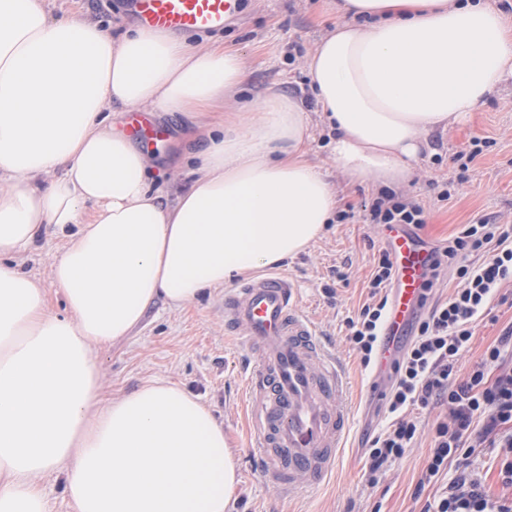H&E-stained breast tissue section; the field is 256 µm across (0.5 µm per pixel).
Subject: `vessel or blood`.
<instances>
[{"label":"vessel or blood","instance_id":"b4317fda","mask_svg":"<svg viewBox=\"0 0 512 512\" xmlns=\"http://www.w3.org/2000/svg\"><path fill=\"white\" fill-rule=\"evenodd\" d=\"M143 27L179 33L218 32L240 12L239 0H130ZM143 142L164 139L166 130L146 113L127 124ZM398 271V286L370 391L381 395L398 356V338L419 308L429 264L426 251L400 225L385 231ZM295 282L276 272L239 281L224 294V325L243 336L258 360L248 381V426L265 476L281 492L320 485L335 469L348 427V380L343 364L320 340L297 307Z\"/></svg>","mask_w":512,"mask_h":512}]
</instances>
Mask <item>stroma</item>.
Returning <instances> with one entry per match:
<instances>
[{
  "label": "stroma",
  "instance_id": "obj_1",
  "mask_svg": "<svg viewBox=\"0 0 512 512\" xmlns=\"http://www.w3.org/2000/svg\"><path fill=\"white\" fill-rule=\"evenodd\" d=\"M51 16L74 14L101 23L112 35L135 21L125 0H45ZM336 21L333 0H242L238 18L224 31L193 33L190 44L221 43L245 59L248 79L244 96L257 98L274 91L311 98L304 67L308 51ZM488 139L489 147L471 164L465 181H458L453 157L471 148L472 138ZM432 152L420 164L403 191L427 210L419 235L426 245L445 242L460 225L480 218H512V78L472 113L467 123L433 135ZM450 189V200L437 194ZM343 204L354 208L353 219L326 225L322 236L304 252L276 265V272L299 286L298 308L316 324L321 337L347 366L350 392L349 430L340 464L323 485L292 497L280 492L262 473L246 432V386L255 363L242 337L224 330V291H205L199 301L174 309L159 300L125 338L98 351L103 397L138 390L153 380L181 384L197 395L223 425L229 448L239 464V484L229 512H424L460 474L478 480L494 500L512 497V485L501 475L500 449L478 448L470 456L450 459L447 469L425 481L432 428L444 409L417 412L419 432L412 448L369 483L365 446L382 423L376 416L378 398L370 395L368 372L346 340L347 320L368 298L366 288L374 252L382 247L384 228L368 223L365 205L376 193L365 186L339 185ZM63 245L55 227H47L24 264L47 287L52 312L65 310L63 295L52 286L49 266ZM512 325V284L500 288L490 303V315L476 322L474 336L459 361L466 377L485 350Z\"/></svg>",
  "mask_w": 512,
  "mask_h": 512
}]
</instances>
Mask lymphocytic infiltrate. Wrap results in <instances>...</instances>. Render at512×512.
Listing matches in <instances>:
<instances>
[{"label":"lymphocytic infiltrate","instance_id":"lymphocytic-infiltrate-1","mask_svg":"<svg viewBox=\"0 0 512 512\" xmlns=\"http://www.w3.org/2000/svg\"><path fill=\"white\" fill-rule=\"evenodd\" d=\"M367 218L385 227L407 224L420 228L426 223V212L417 201L386 189L370 204ZM448 272L458 284L447 300H434V288ZM393 279L390 254L379 250L369 280V300L347 321V339L366 367L373 366L383 335L388 306L385 291ZM509 282L511 223L482 218L463 225L446 245L431 248L421 312L410 335L401 341L382 395L387 424L372 437L366 451L370 478H377L413 444L417 434L413 410L441 406L446 416L433 428L427 476L445 470L450 458L470 455L486 444L506 452L501 473L512 485V366L504 364L505 352L512 351V328L487 348L465 378L457 376V363L473 337L474 322L486 316L499 288ZM435 512H512V500H492L479 482L462 476L439 498Z\"/></svg>","mask_w":512,"mask_h":512}]
</instances>
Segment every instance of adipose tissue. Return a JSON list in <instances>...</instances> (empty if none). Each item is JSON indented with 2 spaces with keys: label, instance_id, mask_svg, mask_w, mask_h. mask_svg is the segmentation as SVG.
<instances>
[{
  "label": "adipose tissue",
  "instance_id": "1",
  "mask_svg": "<svg viewBox=\"0 0 512 512\" xmlns=\"http://www.w3.org/2000/svg\"><path fill=\"white\" fill-rule=\"evenodd\" d=\"M306 59L349 185L409 182L430 137L512 78V20L489 0H338ZM247 78L238 51L51 17L0 0V512H49L38 477L63 472L75 512H227L238 462L209 407L152 381L103 400L96 353L157 300L194 303L233 274L295 257L340 198L310 158L299 100L245 101L178 145L195 179L173 201L114 113L209 112ZM66 315L20 261L43 226Z\"/></svg>",
  "mask_w": 512,
  "mask_h": 512
}]
</instances>
